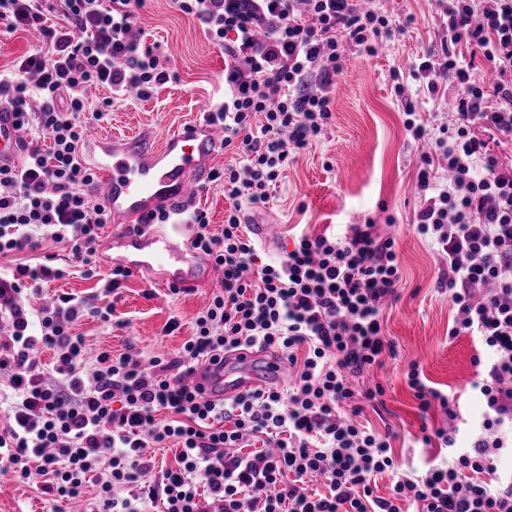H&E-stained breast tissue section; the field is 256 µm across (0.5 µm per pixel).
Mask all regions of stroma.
Segmentation results:
<instances>
[{
    "mask_svg": "<svg viewBox=\"0 0 512 512\" xmlns=\"http://www.w3.org/2000/svg\"><path fill=\"white\" fill-rule=\"evenodd\" d=\"M377 8L401 23L400 31L382 38L373 55L347 49L339 72L331 78L332 118L322 138L296 154L272 185L266 205L243 204L244 221L267 230L260 236V261L279 256L292 235L305 230L345 233L348 225L373 222L395 239L401 281L398 298L384 309L386 333L396 344V357H383L365 373L363 386L382 385L381 404L365 403L359 420L392 434L391 446L402 469L423 474L428 463L445 459L438 446L418 447L421 425L441 426L440 409L421 413L406 382L418 364L435 387L457 401L464 421L479 419L481 404L471 384L472 336L449 339L452 309L439 286L444 267L434 246L412 229L422 201L415 191L419 158L429 151L403 125L406 105H414L428 133L447 122L455 90L424 91L413 73L430 52H441L446 18L436 0H379ZM138 26L147 42L157 43L163 63L176 75L147 100H116L107 109L100 132L145 133L160 141L204 113L224 92V52L204 34L199 23L183 14L175 0H146ZM395 217L387 225V217ZM111 269L101 261L93 273L72 269L70 276L46 285L43 298L70 293L95 294ZM220 279L218 271L178 295L130 277L114 297L115 321L88 317L79 330L88 356L109 351L163 356L177 352L194 333L195 318ZM180 326L167 332L170 318ZM69 501L12 475H0V512H68Z\"/></svg>",
    "mask_w": 512,
    "mask_h": 512,
    "instance_id": "1",
    "label": "stroma"
}]
</instances>
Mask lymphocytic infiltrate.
I'll use <instances>...</instances> for the list:
<instances>
[{"label":"lymphocytic infiltrate","mask_w":512,"mask_h":512,"mask_svg":"<svg viewBox=\"0 0 512 512\" xmlns=\"http://www.w3.org/2000/svg\"><path fill=\"white\" fill-rule=\"evenodd\" d=\"M145 0H0V28L36 31L43 44L0 73V103L15 112L25 152L20 166H0V255L68 251L75 266H93L109 214L91 193L95 175L83 160L88 124L102 120L90 89L145 100L170 79L155 46L134 30ZM184 14L224 50V95L208 111L224 130L225 148L240 166L216 170L233 204L222 233L194 210L192 247L222 277L195 319V333L175 356L141 361L101 353L85 371L78 323L109 320L92 299L65 294L39 308L28 298L63 277L46 262H21L0 273V376L10 389L8 423L0 431V471L75 499L98 488L102 512H512V475L497 460L512 449V158L490 146L512 140V0H447L446 47L418 66L429 93L456 88L453 119L441 125L433 153L417 174L423 201L416 233L430 240L446 266L453 310L449 338L467 333L479 348L472 382L481 420L465 447L457 411L418 367L407 384L421 411L439 405L452 429L422 433L420 442L447 448L446 464L424 476L401 471L388 435L357 422L364 371L396 345L384 334L383 305L397 299L401 276L395 239L372 225L345 236L299 234L292 250L256 265L257 243L242 220L238 197L266 204L269 188L299 153L325 134L326 90L344 47L373 55L378 37L399 21L362 0H176ZM61 24L46 25L47 14ZM481 52L487 74L461 63L458 45ZM50 141L42 149L33 129ZM276 352L293 376L288 385L212 400L190 376L224 353ZM53 353L44 373L42 350ZM262 438L263 449L243 453ZM179 444L177 466L155 471L149 448ZM390 493L375 495L378 475ZM322 477L327 491L310 492Z\"/></svg>","instance_id":"lymphocytic-infiltrate-1"}]
</instances>
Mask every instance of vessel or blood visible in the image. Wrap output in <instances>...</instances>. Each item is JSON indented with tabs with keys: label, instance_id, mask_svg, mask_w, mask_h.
Listing matches in <instances>:
<instances>
[{
	"label": "vessel or blood",
	"instance_id": "obj_1",
	"mask_svg": "<svg viewBox=\"0 0 512 512\" xmlns=\"http://www.w3.org/2000/svg\"><path fill=\"white\" fill-rule=\"evenodd\" d=\"M223 139L222 130L201 114L152 148L140 133L88 134L87 161L103 177L101 196L118 226L117 237H124V225L138 224L143 240L155 247L151 260L129 263L132 274L168 288L187 287L197 280L201 266L187 225L149 224L145 218L161 203L181 213L208 176ZM19 155L15 115L0 106V165L15 163ZM288 374L282 361L237 352L198 365L193 380L206 396L228 398L278 386Z\"/></svg>",
	"mask_w": 512,
	"mask_h": 512
}]
</instances>
